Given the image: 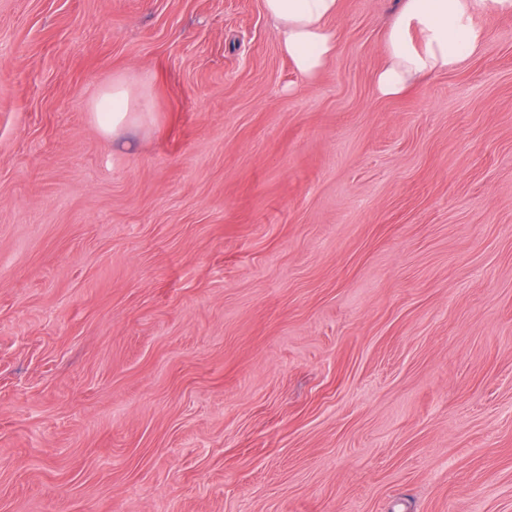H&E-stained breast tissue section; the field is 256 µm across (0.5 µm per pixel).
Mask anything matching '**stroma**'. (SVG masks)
Wrapping results in <instances>:
<instances>
[{"mask_svg":"<svg viewBox=\"0 0 512 512\" xmlns=\"http://www.w3.org/2000/svg\"><path fill=\"white\" fill-rule=\"evenodd\" d=\"M398 7L0 0V512H512V14L383 98ZM274 22L280 51L296 71L314 80L336 55L337 33L328 22L340 11V0H263ZM136 86V82L126 77H116L93 102V120L103 134L117 137L134 127L146 112H152L150 98L135 91ZM111 101L112 112H102L104 104Z\"/></svg>","mask_w":512,"mask_h":512,"instance_id":"35a3bbf8","label":"stroma"}]
</instances>
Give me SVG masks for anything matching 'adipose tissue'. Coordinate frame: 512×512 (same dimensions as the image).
<instances>
[{
  "label": "adipose tissue",
  "mask_w": 512,
  "mask_h": 512,
  "mask_svg": "<svg viewBox=\"0 0 512 512\" xmlns=\"http://www.w3.org/2000/svg\"><path fill=\"white\" fill-rule=\"evenodd\" d=\"M272 19L280 51L296 71L315 79L335 56L337 34L329 22L340 11V0H263ZM512 13V0H401L386 33V50L375 73L379 96L401 95L428 75L454 71L483 46L485 32L478 13ZM146 94L134 81L119 76L93 102L98 129L119 136L151 111Z\"/></svg>",
  "instance_id": "adipose-tissue-1"
}]
</instances>
